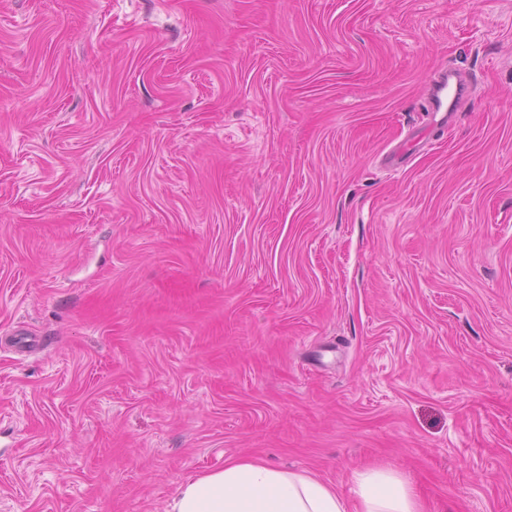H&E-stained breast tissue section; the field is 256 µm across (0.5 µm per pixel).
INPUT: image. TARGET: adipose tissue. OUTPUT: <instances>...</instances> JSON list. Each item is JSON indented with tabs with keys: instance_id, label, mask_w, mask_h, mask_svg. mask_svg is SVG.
I'll return each mask as SVG.
<instances>
[{
	"instance_id": "1",
	"label": "adipose tissue",
	"mask_w": 512,
	"mask_h": 512,
	"mask_svg": "<svg viewBox=\"0 0 512 512\" xmlns=\"http://www.w3.org/2000/svg\"><path fill=\"white\" fill-rule=\"evenodd\" d=\"M355 483L357 512H422L395 472L367 469L356 473ZM168 512H347V506L334 488L311 474L240 458L183 482Z\"/></svg>"
}]
</instances>
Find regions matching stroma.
Segmentation results:
<instances>
[{
    "instance_id": "35a3bbf8",
    "label": "stroma",
    "mask_w": 512,
    "mask_h": 512,
    "mask_svg": "<svg viewBox=\"0 0 512 512\" xmlns=\"http://www.w3.org/2000/svg\"><path fill=\"white\" fill-rule=\"evenodd\" d=\"M16 327L0 512H167L241 457L512 512V0H0ZM468 87L462 77L453 70L439 72L430 85V109L436 120L439 112L453 115L467 96Z\"/></svg>"
}]
</instances>
